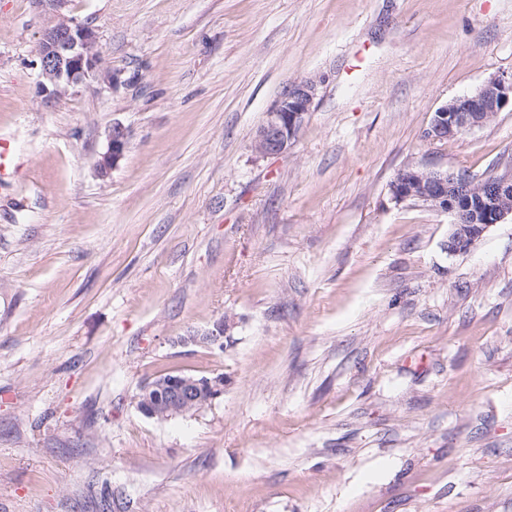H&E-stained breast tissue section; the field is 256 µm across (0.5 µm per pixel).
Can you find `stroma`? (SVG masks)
<instances>
[{"instance_id":"stroma-1","label":"stroma","mask_w":512,"mask_h":512,"mask_svg":"<svg viewBox=\"0 0 512 512\" xmlns=\"http://www.w3.org/2000/svg\"><path fill=\"white\" fill-rule=\"evenodd\" d=\"M105 71L39 89L49 17L0 0V512H512V216L466 252L409 166L512 171V0H70ZM316 78L288 152L253 150ZM130 132L100 176L113 123ZM228 319L223 349L181 336ZM177 373L222 396L136 407ZM512 104V76L489 80L476 92L439 107L425 132L429 142H447L465 131L481 127ZM204 389L208 393L207 404L220 397L224 393L223 376L199 379L184 373L168 374L142 388L137 397V408L149 418L184 415L198 407L199 393Z\"/></svg>"}]
</instances>
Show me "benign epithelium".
<instances>
[{"instance_id":"7a95c632","label":"benign epithelium","mask_w":512,"mask_h":512,"mask_svg":"<svg viewBox=\"0 0 512 512\" xmlns=\"http://www.w3.org/2000/svg\"><path fill=\"white\" fill-rule=\"evenodd\" d=\"M47 8L50 20L38 45L40 89L51 102L80 86L102 77L98 36L89 24L69 15V0H34ZM318 80L306 78L287 88L258 129L253 148L263 157L283 154L311 112ZM512 104V77L489 80L476 92L453 99L434 112L425 139L445 142L465 131L481 127L497 112ZM128 130L112 125L107 151L97 163L98 173L107 175L123 159ZM391 200L414 201L451 217L448 252L469 250L494 224L512 214V174L484 179L427 168H408L390 184ZM229 323L220 319L205 329L180 338L183 345L224 349V331ZM207 391L212 401L224 393V376L200 379L194 375L168 374L145 385L137 397V408L149 418L166 419L197 408L199 393Z\"/></svg>"}]
</instances>
